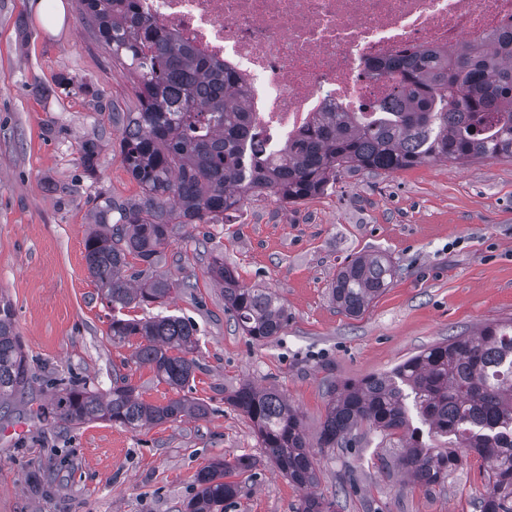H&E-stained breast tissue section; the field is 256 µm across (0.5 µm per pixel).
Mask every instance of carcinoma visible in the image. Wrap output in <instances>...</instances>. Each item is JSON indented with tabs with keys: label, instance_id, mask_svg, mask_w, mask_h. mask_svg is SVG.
<instances>
[{
	"label": "carcinoma",
	"instance_id": "1",
	"mask_svg": "<svg viewBox=\"0 0 512 512\" xmlns=\"http://www.w3.org/2000/svg\"><path fill=\"white\" fill-rule=\"evenodd\" d=\"M77 8L112 65L131 77L138 100L137 110L121 118V159L140 196L96 204L100 228L85 239L87 268L112 304V341L137 339V361L176 390L188 385L196 368L189 357L195 328L177 316L141 321L120 314L132 304L162 303L191 287L190 280L155 278L133 287L122 276L128 258L155 267L177 227L222 223L253 196L286 204L312 199L344 172L512 159V35L483 53L466 44L453 55L416 54L408 69L411 87L395 112L368 125L353 112H322L271 164L245 161L251 121L232 79L151 22L139 0H77ZM208 269L222 286L224 306L252 340L268 341L286 328L288 314L275 294L242 285L220 255L211 257ZM394 275L383 252L357 257L337 271L330 300L358 317ZM31 383L12 304L1 297L0 409ZM226 401L251 422L268 460L305 490L297 512H336L337 503L310 492L318 482L311 444L285 396L242 383ZM46 414L56 423L102 420L137 430L185 415L203 417L207 406L184 397L146 403L125 378L105 392L71 378L55 388ZM364 423L397 440V452L384 467L400 468L425 488L445 486L462 458L480 457L488 463L480 512H512V318L453 336L390 372L332 390L316 447L347 450ZM256 465L241 455L199 469L186 512H224V503L238 496L236 477Z\"/></svg>",
	"mask_w": 512,
	"mask_h": 512
}]
</instances>
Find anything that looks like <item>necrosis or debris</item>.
I'll use <instances>...</instances> for the list:
<instances>
[{
    "mask_svg": "<svg viewBox=\"0 0 512 512\" xmlns=\"http://www.w3.org/2000/svg\"><path fill=\"white\" fill-rule=\"evenodd\" d=\"M198 56L231 71L252 114L246 158L277 159L320 112L371 120L399 99L413 54L512 33V0H139Z\"/></svg>",
    "mask_w": 512,
    "mask_h": 512,
    "instance_id": "4bbe7bcc",
    "label": "necrosis or debris"
}]
</instances>
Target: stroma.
Returning <instances> with one entry per match:
<instances>
[{
  "label": "stroma",
  "mask_w": 512,
  "mask_h": 512,
  "mask_svg": "<svg viewBox=\"0 0 512 512\" xmlns=\"http://www.w3.org/2000/svg\"><path fill=\"white\" fill-rule=\"evenodd\" d=\"M37 2L0 0V295L13 305L35 379L0 414V512H185L195 473L243 454L258 465L240 476L225 512H296L302 490L268 461L225 395L245 381L277 389L313 440L334 387L512 317V159L346 172L322 196L298 204L259 196L224 223L177 229L152 269L131 261L124 275L134 284L192 281L165 305L126 310L194 325L197 368L179 393L137 363L135 342L109 338L112 307L84 258L95 203L140 193L121 160L122 125L109 118L136 109L133 85L76 0H62L55 27L40 19ZM87 142L97 146L90 170L80 153ZM377 251L397 268L391 287L362 316L339 312L328 294L337 271ZM214 254L242 284L280 298L282 335L263 343L243 333L208 273ZM117 373L145 402L180 395L208 413L138 430L39 419L55 378L106 390ZM354 448L314 452L316 491L338 501L339 512H480V458H465L444 488L427 489L382 467L393 443L368 426Z\"/></svg>",
  "instance_id": "obj_1"
}]
</instances>
